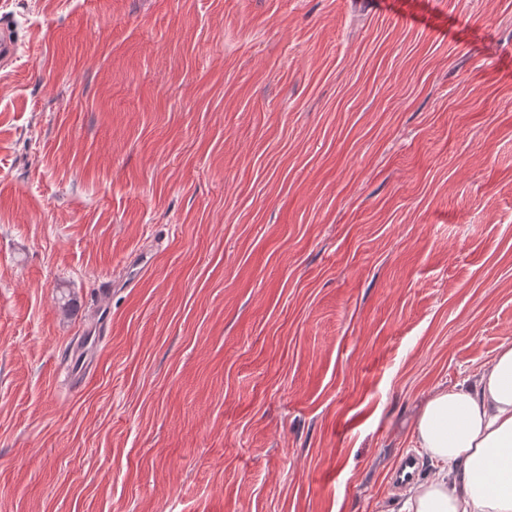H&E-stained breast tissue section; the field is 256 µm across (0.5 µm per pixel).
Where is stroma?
<instances>
[{
	"label": "stroma",
	"instance_id": "obj_1",
	"mask_svg": "<svg viewBox=\"0 0 512 512\" xmlns=\"http://www.w3.org/2000/svg\"><path fill=\"white\" fill-rule=\"evenodd\" d=\"M1 23L0 512H399L512 339V0ZM423 466L419 457L413 454L403 456L390 471V484L395 489H402L412 483Z\"/></svg>",
	"mask_w": 512,
	"mask_h": 512
}]
</instances>
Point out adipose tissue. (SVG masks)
Masks as SVG:
<instances>
[{
	"mask_svg": "<svg viewBox=\"0 0 512 512\" xmlns=\"http://www.w3.org/2000/svg\"><path fill=\"white\" fill-rule=\"evenodd\" d=\"M415 440L436 467L406 492V512H512V340L476 384L435 393Z\"/></svg>",
	"mask_w": 512,
	"mask_h": 512,
	"instance_id": "ef3b65f1",
	"label": "adipose tissue"
}]
</instances>
